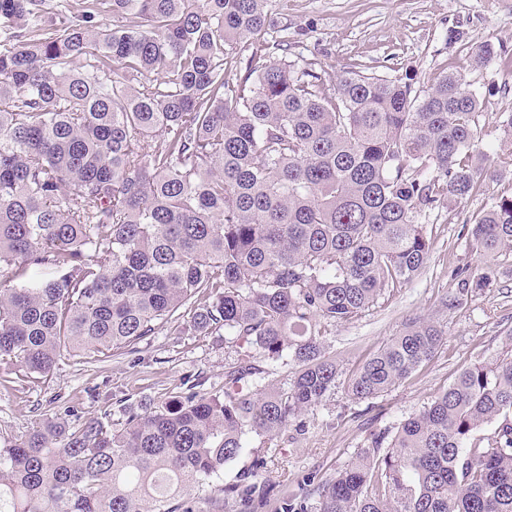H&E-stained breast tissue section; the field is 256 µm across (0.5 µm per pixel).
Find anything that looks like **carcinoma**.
Listing matches in <instances>:
<instances>
[{
  "label": "carcinoma",
  "instance_id": "carcinoma-1",
  "mask_svg": "<svg viewBox=\"0 0 512 512\" xmlns=\"http://www.w3.org/2000/svg\"><path fill=\"white\" fill-rule=\"evenodd\" d=\"M264 4L0 0V364L47 377L63 351L82 364L132 352L181 310L176 335L248 348L221 394L191 387L118 429L46 419L0 442V512L263 504L262 456L233 487L210 480L245 432L271 440L336 388L321 323L417 276L427 221L488 173L471 84L450 74L423 92L408 69L328 83L288 59V41L266 42ZM243 50L244 74L225 77ZM502 53L472 43L476 67ZM462 230L483 265L452 271L449 310L512 254V195ZM443 341L434 322H409L347 394L381 396ZM262 361L294 363L289 386L270 388ZM367 441L282 512H512V350Z\"/></svg>",
  "mask_w": 512,
  "mask_h": 512
}]
</instances>
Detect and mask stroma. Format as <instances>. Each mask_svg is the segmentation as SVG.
Returning <instances> with one entry per match:
<instances>
[{
	"label": "stroma",
	"mask_w": 512,
	"mask_h": 512,
	"mask_svg": "<svg viewBox=\"0 0 512 512\" xmlns=\"http://www.w3.org/2000/svg\"><path fill=\"white\" fill-rule=\"evenodd\" d=\"M266 39H288L289 58L334 79L353 71L396 75L411 68L416 86L428 89L448 74L461 76L483 98L479 117L482 147L498 175L485 179L463 199L444 204L427 231L433 247L421 273L387 292L360 318L327 325L322 340L327 357L343 376L399 334L415 318L431 319L446 339L411 377L378 398L352 400L343 381L301 426H288L275 440L253 433L243 438L240 456L226 464L217 484H234L254 457L266 459L262 478L273 487L260 512H280L283 495L298 491L309 475L321 479L337 470L365 445L370 432L396 427L442 393L457 372L488 355L505 351L512 335V257L501 261L494 284L477 291L458 310L442 307L454 291L452 270L478 265L459 230L493 198L512 194V152L501 148L499 117L512 112V63L497 58L483 68L471 63V42L489 39L512 52V0H266ZM467 34L448 45L449 28ZM241 357L223 337L161 329L136 351L116 353L91 364L62 356L48 378L26 376L0 365V440L14 439L46 418L77 430L90 417L109 416L121 426L128 410L151 402L168 403L201 383L204 390L224 387V374Z\"/></svg>",
	"instance_id": "stroma-1"
}]
</instances>
